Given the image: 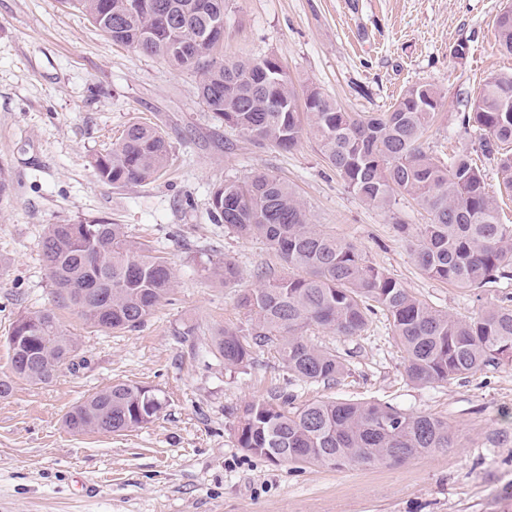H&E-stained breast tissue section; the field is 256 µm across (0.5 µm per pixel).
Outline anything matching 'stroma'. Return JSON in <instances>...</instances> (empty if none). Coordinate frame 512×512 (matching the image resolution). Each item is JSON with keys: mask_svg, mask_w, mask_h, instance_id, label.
Listing matches in <instances>:
<instances>
[{"mask_svg": "<svg viewBox=\"0 0 512 512\" xmlns=\"http://www.w3.org/2000/svg\"><path fill=\"white\" fill-rule=\"evenodd\" d=\"M512 0H224L227 60L276 57L298 92L314 87L349 112L386 111L410 86L439 88L443 105L426 128L430 152L469 149L490 190L497 166L458 115L484 81L512 73L495 30ZM466 42L464 57L454 47ZM194 72L112 43L81 9L60 0H0V378L10 375L15 321L52 309L77 336L73 365L53 381L15 380L0 398V512H512V365L447 383L408 381L405 354L383 315L356 336L311 327L310 340L351 354L349 375L329 388L288 376L275 347L225 368L212 333L246 326L241 290L255 272L283 275L262 240L213 223L214 186L255 173L290 186L320 229L345 239L435 308L469 316L512 292V281L474 290L426 276L401 224L429 215L409 196L388 210L349 191L311 138L293 149L255 143L214 118ZM145 121L171 145L155 181L98 182L93 159ZM102 218L167 257L175 287L144 324L104 331L60 307L42 256L48 225ZM238 282L216 283L221 260ZM197 328L182 341L183 326ZM116 382L152 389L163 409L119 434L70 432L66 414ZM284 393L294 404L336 398L388 403L447 419L445 453L373 469L273 463L239 448L244 403Z\"/></svg>", "mask_w": 512, "mask_h": 512, "instance_id": "obj_1", "label": "stroma"}]
</instances>
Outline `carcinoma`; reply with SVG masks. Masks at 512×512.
Returning <instances> with one entry per match:
<instances>
[{
  "label": "carcinoma",
  "instance_id": "1",
  "mask_svg": "<svg viewBox=\"0 0 512 512\" xmlns=\"http://www.w3.org/2000/svg\"><path fill=\"white\" fill-rule=\"evenodd\" d=\"M164 4L158 12L154 4ZM77 3L107 38L156 56L177 69L194 71L198 91L214 117L256 142L290 149L314 139L347 188L382 209L408 195L431 216L429 224H399L419 269L428 277L461 288L479 289L512 280V224L500 220L484 175L462 149L448 160L434 157L422 137L442 104L429 83L415 84L384 112H347L319 90L304 95L301 119L296 90L283 67L267 60L219 61L207 42L224 20V0H63ZM500 46L512 52V10L497 19ZM479 148L495 156L499 186L512 192V75L487 79L470 110L459 114ZM169 144L155 127L134 123L119 142L94 159L96 180L115 188L156 179L166 168ZM211 215L240 238L261 239L289 273L257 274L259 285L244 290L240 306L250 328L226 326L210 344L228 368L245 367L260 348L276 343L282 367L311 384H337L350 360L312 343V325L338 336H355L376 310L385 313L405 355V374L417 385L512 363V296L482 312L460 317L420 300L401 281L371 262L354 244L310 223L304 205L279 179L254 174L211 192ZM43 258L62 304L106 331L132 330L144 323L174 288L165 258L128 240L122 225L93 219L50 224ZM210 275L223 284L240 279L230 261L214 264ZM98 292L87 299L83 290ZM14 376L35 384L72 364L77 341L50 309L20 316L8 341ZM162 410L159 396L120 382L73 407L64 424L73 433L125 432L152 422ZM237 443L273 463L318 464L336 469L387 464L454 447L448 421L407 413L378 402L315 400L292 405L286 395L252 400L240 409Z\"/></svg>",
  "mask_w": 512,
  "mask_h": 512
}]
</instances>
